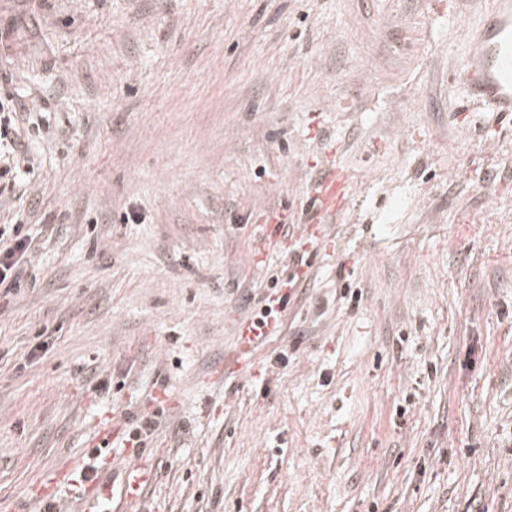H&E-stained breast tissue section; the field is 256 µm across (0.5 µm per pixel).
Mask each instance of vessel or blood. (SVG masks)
Wrapping results in <instances>:
<instances>
[{
  "label": "vessel or blood",
  "instance_id": "1",
  "mask_svg": "<svg viewBox=\"0 0 512 512\" xmlns=\"http://www.w3.org/2000/svg\"><path fill=\"white\" fill-rule=\"evenodd\" d=\"M449 80L463 89L471 106L512 113V0H487ZM311 202L320 222L343 210L348 203L345 177L332 172L320 178ZM152 477L151 467L142 461L119 470L109 465L77 475L64 469L49 481L43 495L55 502L57 512H138L142 492ZM64 485L72 488L70 498L57 496Z\"/></svg>",
  "mask_w": 512,
  "mask_h": 512
}]
</instances>
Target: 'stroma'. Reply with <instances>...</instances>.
I'll list each match as a JSON object with an SVG mask.
<instances>
[{
  "label": "stroma",
  "mask_w": 512,
  "mask_h": 512,
  "mask_svg": "<svg viewBox=\"0 0 512 512\" xmlns=\"http://www.w3.org/2000/svg\"><path fill=\"white\" fill-rule=\"evenodd\" d=\"M475 18L0 0V93L55 127L17 124L36 163L0 202L39 243L35 288L0 304V512L155 397L140 512H512V116L460 111L449 82ZM333 168L350 206L307 228ZM300 254L280 331L237 367L267 272Z\"/></svg>",
  "instance_id": "stroma-1"
}]
</instances>
